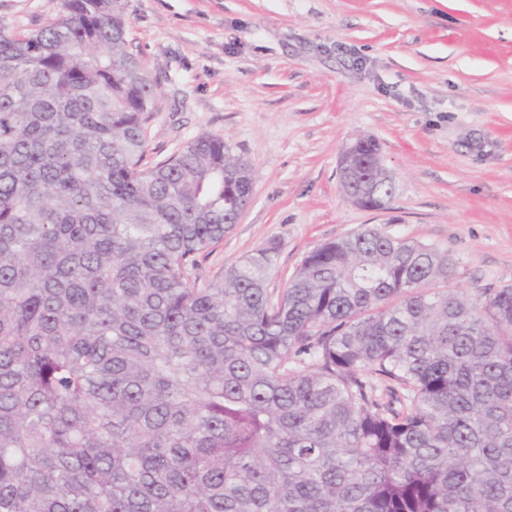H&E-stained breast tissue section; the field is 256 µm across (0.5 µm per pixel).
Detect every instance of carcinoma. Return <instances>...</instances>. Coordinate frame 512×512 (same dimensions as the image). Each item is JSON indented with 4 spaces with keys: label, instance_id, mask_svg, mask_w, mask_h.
Returning a JSON list of instances; mask_svg holds the SVG:
<instances>
[{
    "label": "carcinoma",
    "instance_id": "1",
    "mask_svg": "<svg viewBox=\"0 0 512 512\" xmlns=\"http://www.w3.org/2000/svg\"><path fill=\"white\" fill-rule=\"evenodd\" d=\"M124 0L0 19V512H512V288L365 227L201 283L253 168L143 166L156 85ZM347 194L386 181L378 143Z\"/></svg>",
    "mask_w": 512,
    "mask_h": 512
}]
</instances>
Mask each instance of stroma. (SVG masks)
Segmentation results:
<instances>
[{
	"label": "stroma",
	"instance_id": "stroma-1",
	"mask_svg": "<svg viewBox=\"0 0 512 512\" xmlns=\"http://www.w3.org/2000/svg\"><path fill=\"white\" fill-rule=\"evenodd\" d=\"M58 0H0L30 29ZM129 52L157 85L144 163L200 134L253 168L252 199L198 271L268 244L278 295L317 246L374 226L447 250L469 294L512 288V0H125ZM377 140L389 210L339 189L338 162Z\"/></svg>",
	"mask_w": 512,
	"mask_h": 512
}]
</instances>
